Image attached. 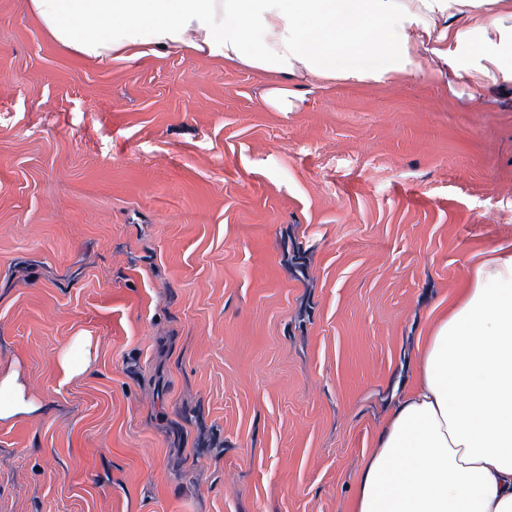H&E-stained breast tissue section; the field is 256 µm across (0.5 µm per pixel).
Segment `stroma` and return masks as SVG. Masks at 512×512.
<instances>
[{"instance_id": "stroma-1", "label": "stroma", "mask_w": 512, "mask_h": 512, "mask_svg": "<svg viewBox=\"0 0 512 512\" xmlns=\"http://www.w3.org/2000/svg\"><path fill=\"white\" fill-rule=\"evenodd\" d=\"M171 50L0 0V512H350L429 327L512 249V95ZM92 336L90 369L59 353ZM41 409L15 369L0 373V421L33 414Z\"/></svg>"}]
</instances>
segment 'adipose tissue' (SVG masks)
I'll return each instance as SVG.
<instances>
[{
  "label": "adipose tissue",
  "mask_w": 512,
  "mask_h": 512,
  "mask_svg": "<svg viewBox=\"0 0 512 512\" xmlns=\"http://www.w3.org/2000/svg\"><path fill=\"white\" fill-rule=\"evenodd\" d=\"M101 61L178 49L322 87L420 81L431 64L512 85V0H30ZM0 373V421L39 411ZM352 512H512V250L473 271L428 338L418 384L361 471Z\"/></svg>",
  "instance_id": "obj_1"
}]
</instances>
